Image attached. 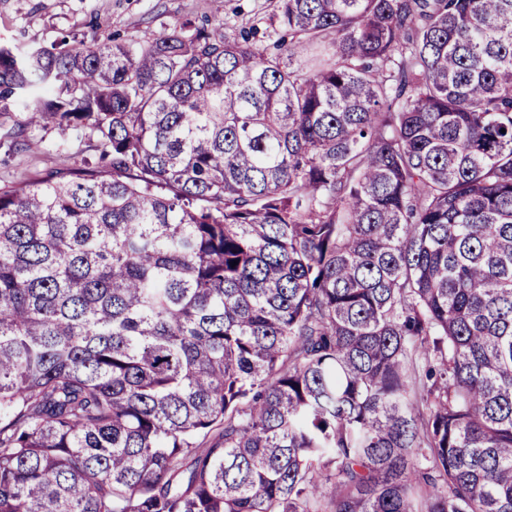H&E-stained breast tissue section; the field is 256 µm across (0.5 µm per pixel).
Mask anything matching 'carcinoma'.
I'll return each instance as SVG.
<instances>
[{
    "instance_id": "1",
    "label": "carcinoma",
    "mask_w": 512,
    "mask_h": 512,
    "mask_svg": "<svg viewBox=\"0 0 512 512\" xmlns=\"http://www.w3.org/2000/svg\"><path fill=\"white\" fill-rule=\"evenodd\" d=\"M276 7L0 45V512H512V0ZM9 110L0 114V186L48 177L58 169L79 167L82 160L96 159L88 144L77 140L71 131L23 126V113L14 106ZM10 130L16 131V137L3 138ZM12 142L18 146H11Z\"/></svg>"
}]
</instances>
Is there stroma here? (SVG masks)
<instances>
[{"label": "stroma", "mask_w": 512, "mask_h": 512, "mask_svg": "<svg viewBox=\"0 0 512 512\" xmlns=\"http://www.w3.org/2000/svg\"><path fill=\"white\" fill-rule=\"evenodd\" d=\"M276 0H0V41L27 49L48 44L57 32L84 33L100 25V38L120 34L139 45L184 18L218 16L228 28L257 27L274 42L269 17ZM17 110L0 114V186L47 177L58 169L94 161L87 143L69 131L23 126Z\"/></svg>", "instance_id": "35a3bbf8"}]
</instances>
